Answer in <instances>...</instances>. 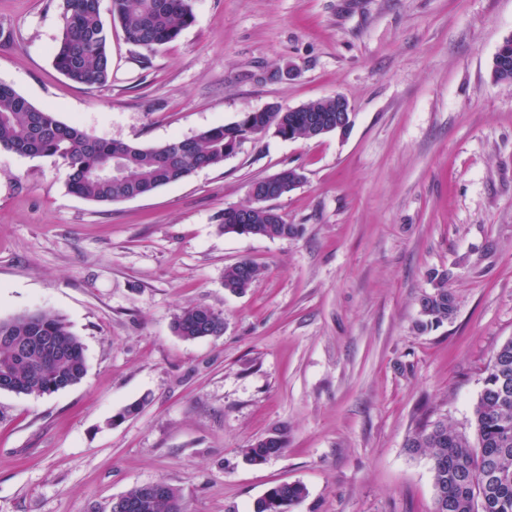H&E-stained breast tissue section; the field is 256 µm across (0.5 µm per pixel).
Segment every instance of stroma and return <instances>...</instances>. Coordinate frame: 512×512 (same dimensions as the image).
<instances>
[{
    "label": "stroma",
    "instance_id": "obj_1",
    "mask_svg": "<svg viewBox=\"0 0 512 512\" xmlns=\"http://www.w3.org/2000/svg\"><path fill=\"white\" fill-rule=\"evenodd\" d=\"M193 11L147 52L101 0L112 77L90 89L53 66L62 0H0V83L141 147L337 94L351 126L253 136L219 166L112 204L71 193L61 161L0 150V318L59 315L87 365L47 396L0 391V512H111L154 481L185 512H255L281 482L307 489L290 512H434L431 462L406 442L426 419L474 436L486 369L512 340V83L491 75L512 0ZM290 167L304 180L272 205L299 234L225 233L224 210ZM244 259L263 274L234 294L224 269ZM443 272L455 312L418 331ZM196 304L223 315L222 335L174 333ZM276 432L285 450L247 464L244 448Z\"/></svg>",
    "mask_w": 512,
    "mask_h": 512
}]
</instances>
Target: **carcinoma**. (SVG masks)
Segmentation results:
<instances>
[{
  "mask_svg": "<svg viewBox=\"0 0 512 512\" xmlns=\"http://www.w3.org/2000/svg\"><path fill=\"white\" fill-rule=\"evenodd\" d=\"M111 15L128 44L148 51L176 40L194 22L192 0H111ZM501 47L492 77L512 82V39L504 40ZM53 62L74 83L96 87L108 82L112 59L99 0H63V30ZM312 120L333 128L336 104L319 99L299 112L271 106L261 113L260 133L272 130L283 137L312 139ZM250 136L243 115L232 125L157 147L109 141L58 121L12 87L0 84V150L62 160L69 169V189L96 203L145 196L199 168L218 166ZM115 160L120 171L101 175L100 170ZM294 188L286 177L252 183L250 194L258 201L222 218L224 232L270 239L297 235L295 225L265 205ZM261 274L260 266L241 260L224 268V287L243 293ZM446 283L447 277H440L434 292L420 297L418 330L438 327L453 314L455 298ZM173 329L185 340L219 336L224 333V317L205 305L189 306L176 315ZM0 366L7 369L11 388L28 396H43L53 386H74L86 373L82 342L64 319L45 311L36 318L22 314L0 319ZM473 423L474 442L442 421L425 422L408 439L410 452L426 454L431 461L434 512H512V340L499 348L487 368ZM286 445V436L278 433L243 452L247 461L261 464ZM305 495L301 483H279L258 502L255 512H289ZM124 498L129 505L126 512H184L180 493L171 485L162 495L139 485Z\"/></svg>",
  "mask_w": 512,
  "mask_h": 512,
  "instance_id": "cac0c4a2",
  "label": "carcinoma"
}]
</instances>
